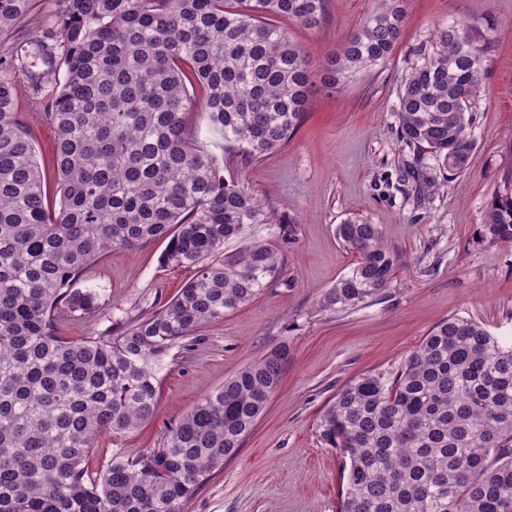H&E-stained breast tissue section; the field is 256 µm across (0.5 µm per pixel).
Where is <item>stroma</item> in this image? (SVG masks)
<instances>
[{"instance_id": "obj_1", "label": "stroma", "mask_w": 512, "mask_h": 512, "mask_svg": "<svg viewBox=\"0 0 512 512\" xmlns=\"http://www.w3.org/2000/svg\"><path fill=\"white\" fill-rule=\"evenodd\" d=\"M371 7L372 0H325L317 28L288 19L282 25L320 62L341 48ZM490 17L498 26L472 99L477 147L465 174L452 178L430 154L399 138L400 91L411 69L434 57L440 25L479 27ZM17 82V117L33 136L39 164L51 170L55 129L35 111L25 75ZM510 168L512 0H407L403 34L386 63L332 93L314 84L306 118L288 144L237 170L290 220L252 229L279 252V279L155 359V418L119 439L98 437L93 465L106 463L116 447H154L201 398L284 345L289 356L279 391L239 454L181 512H339L342 459L319 440L316 423L342 386L373 369H398L450 317L481 322L512 345V243L489 244L479 236ZM352 216L379 225L401 264L389 288L365 304L322 312V294L355 262L335 234ZM165 247L159 240L92 262L79 285L99 293L100 307L80 320L63 319L59 336L82 342L117 335L177 296L195 269L161 265Z\"/></svg>"}]
</instances>
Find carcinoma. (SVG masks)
I'll use <instances>...</instances> for the list:
<instances>
[{
  "label": "carcinoma",
  "instance_id": "carcinoma-1",
  "mask_svg": "<svg viewBox=\"0 0 512 512\" xmlns=\"http://www.w3.org/2000/svg\"><path fill=\"white\" fill-rule=\"evenodd\" d=\"M38 0H0V37L38 46L54 77L55 193L17 118L15 48L0 58V512H181L234 457L278 391L288 349L255 361L197 403L156 448L112 450L93 469L103 432L151 421L159 388L151 360L197 328L252 301L281 273L277 252L246 238L280 224L275 208L224 176L186 121L202 111L225 155L258 160L285 145L309 104L313 60L275 19L315 28L325 0H57L54 31L18 28ZM376 5L321 65L334 90L385 63L400 39L405 0ZM456 22L437 31L435 57L414 68L398 130L450 175L476 149L471 99L489 33ZM486 242L512 243V183L483 217ZM353 269L318 303L355 308L391 283L401 256L381 228L336 226ZM168 240L165 264L196 274L178 296L117 337L75 343L63 316L99 309L77 284L102 255ZM240 248L224 253V243ZM345 459L340 512H512V346L480 322L438 323L395 371L342 387L317 422Z\"/></svg>",
  "mask_w": 512,
  "mask_h": 512
}]
</instances>
